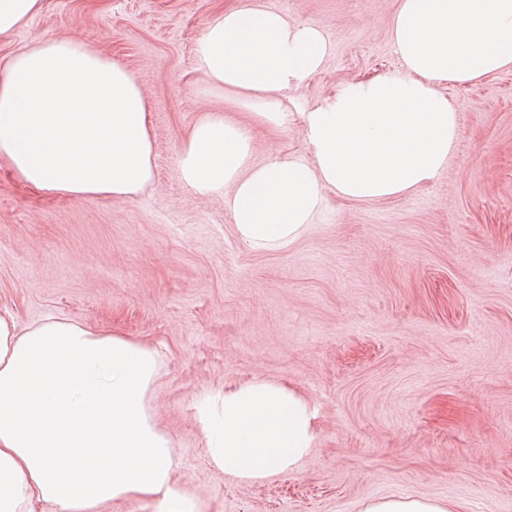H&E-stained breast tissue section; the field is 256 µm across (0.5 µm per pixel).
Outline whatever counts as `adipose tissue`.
Wrapping results in <instances>:
<instances>
[{
	"label": "adipose tissue",
	"instance_id": "ef3b65f1",
	"mask_svg": "<svg viewBox=\"0 0 512 512\" xmlns=\"http://www.w3.org/2000/svg\"><path fill=\"white\" fill-rule=\"evenodd\" d=\"M391 39L404 73L354 80L303 114L313 162L251 161L246 125L203 115L177 166L195 192L220 195L240 238L285 247L312 224L324 189L353 201L418 190L458 137L440 90L512 66V0H399ZM331 47L322 29L260 0H241L199 39L209 83L246 98L283 128L281 92L302 85ZM0 156L35 188L83 198L137 194L153 178L150 118L130 74L78 39L43 40L0 78ZM156 350L112 329L48 316L18 327L0 314V512H101L136 500L146 512H207L176 482L172 440L148 392ZM315 412L294 391L254 380L205 398L198 421L211 459L248 482L294 470L313 446Z\"/></svg>",
	"mask_w": 512,
	"mask_h": 512
}]
</instances>
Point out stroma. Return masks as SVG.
I'll use <instances>...</instances> for the list:
<instances>
[{
	"label": "stroma",
	"instance_id": "1",
	"mask_svg": "<svg viewBox=\"0 0 512 512\" xmlns=\"http://www.w3.org/2000/svg\"><path fill=\"white\" fill-rule=\"evenodd\" d=\"M234 2L41 0L0 36V73L39 41L74 37L124 67L154 142L152 182L125 198L40 191L0 156V313L22 325L61 315L152 345L150 407L178 482L210 512H360L393 494L512 512V69L442 84L459 134L422 189L373 202L325 190L308 232L258 250L223 197L181 180V142L224 111L249 126L255 161L310 158L303 112L347 82L401 71L399 0H262L321 26L332 46L282 92L280 130L200 69L204 26ZM256 378L315 406L316 439L292 472L244 482L211 461L196 405Z\"/></svg>",
	"mask_w": 512,
	"mask_h": 512
}]
</instances>
